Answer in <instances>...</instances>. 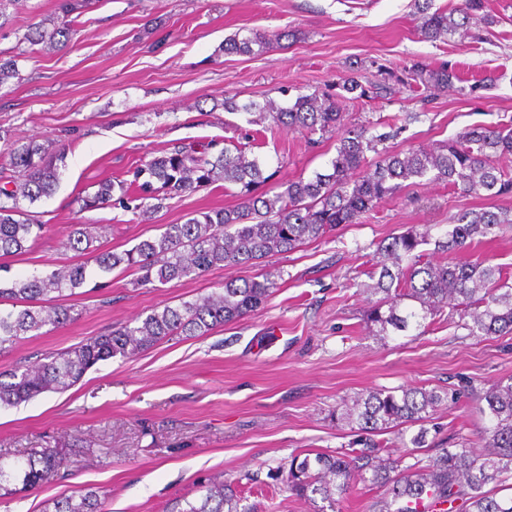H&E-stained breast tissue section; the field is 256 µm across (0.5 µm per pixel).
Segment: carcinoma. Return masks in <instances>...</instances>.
Wrapping results in <instances>:
<instances>
[{
	"mask_svg": "<svg viewBox=\"0 0 512 512\" xmlns=\"http://www.w3.org/2000/svg\"><path fill=\"white\" fill-rule=\"evenodd\" d=\"M431 0L421 7L420 31L434 41L451 36L485 8L484 0H461L455 13L430 11ZM80 0H60L52 28L33 26L21 42L42 50L65 48L76 34L71 15ZM284 37L270 35L233 36L224 40L226 54H261ZM416 84L445 86L448 69L417 65L409 74ZM271 124L293 127L308 134L335 133L342 112L331 96L300 95L289 107L268 102L262 108ZM367 130L343 132L337 139L331 172L300 177L284 184L273 196L256 193L268 180L257 158L246 147L216 148L210 142L201 150L191 145L174 146L132 171V180H105L92 195L81 198L82 208L119 205L142 217H151L165 201L190 195L218 180L238 189L242 202L233 208L190 213L181 224H166L157 238L134 247L101 251L93 246L104 226L91 228L72 224L67 230L71 249L86 260L24 280L5 281L0 287V351L42 334L46 326L57 328L79 316L66 300L87 283L91 268L110 272L133 270L139 287L198 277L214 267L252 265L290 253L321 240L342 224H356L365 214L397 194L404 183L433 175L445 179L466 194L490 197L512 194V174L497 159L512 154V119L490 129L473 126L434 150L385 153L369 161L366 153L388 138L383 133L366 136ZM60 149L47 141L31 140L13 149L10 167L15 188L0 187V257L17 256L30 250L43 235L45 225L22 209L20 200L34 203L50 195L57 179ZM506 224L512 210L483 208L463 211L443 237L432 240L430 231L408 230L377 246L379 272L368 273L373 283L366 292L379 296L367 319L375 335L386 337L410 329L424 332L430 318L449 308L460 326L471 336L512 335V285L503 272L484 260L449 264L434 262L424 246L453 252L480 242ZM276 282L270 274L241 282H224L220 291L176 306L154 310L136 325H125L90 336L67 349L48 353L30 364L0 372V407L15 406L48 393H64L76 386L88 369L117 356L131 358L173 336H206L215 328L241 319L257 310L273 293ZM469 386L447 390L403 388L376 389L359 394L352 404L336 406V420L356 434L361 449H341L315 456L293 457L281 468L288 491L311 502L321 501L318 512H338L336 505L357 483H370L385 492L371 512H512V494L499 497L486 486L506 482L512 473V378L477 394L486 417L484 450L461 445L438 448L407 464L401 457L383 456L386 440L376 436L419 426L410 439L415 448H425L424 422L440 407L455 404ZM64 464L57 448H35L9 462H0V498L52 481ZM243 497L215 478L203 486V494L181 499L174 512H251ZM104 496L93 488L57 499L50 512H103Z\"/></svg>",
	"mask_w": 512,
	"mask_h": 512,
	"instance_id": "obj_1",
	"label": "carcinoma"
}]
</instances>
